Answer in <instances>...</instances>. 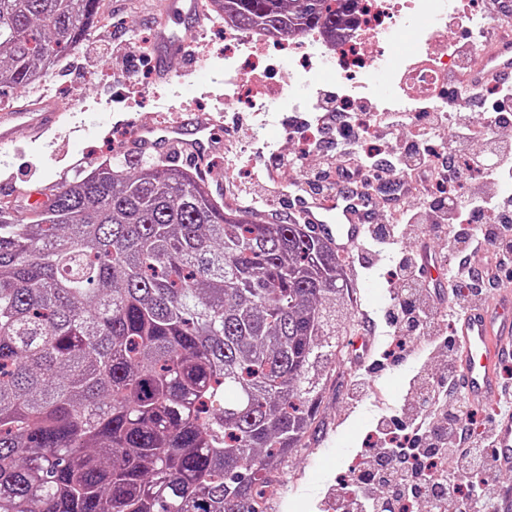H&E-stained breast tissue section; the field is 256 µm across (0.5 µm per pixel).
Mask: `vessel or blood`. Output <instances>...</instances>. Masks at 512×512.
Listing matches in <instances>:
<instances>
[{
	"mask_svg": "<svg viewBox=\"0 0 512 512\" xmlns=\"http://www.w3.org/2000/svg\"><path fill=\"white\" fill-rule=\"evenodd\" d=\"M180 24L168 15L158 16L152 26V67L156 78L175 84L180 76L196 77V61L189 57L190 46L203 31L208 12L203 0H180ZM186 55L183 75H175L168 64L170 53ZM472 81L491 78L512 81V34L498 32L486 51L474 59ZM63 112L59 104L32 100L20 95L18 105L0 113V151L9 152L18 129L33 137L60 127ZM232 128L220 113L188 112L173 121L136 126L125 150L132 155L165 151L195 166L224 148ZM296 223L310 225L339 253L348 256L359 248L366 228L372 222L373 198L341 190L323 196H297L289 201ZM423 283L432 289L438 302H446L447 291L441 278V259L431 247L418 245ZM459 385L469 402L481 406L499 399L501 372L512 361V290L495 292L490 303L460 316L453 328ZM495 463L502 471L512 470V412L495 422Z\"/></svg>",
	"mask_w": 512,
	"mask_h": 512,
	"instance_id": "vessel-or-blood-1",
	"label": "vessel or blood"
}]
</instances>
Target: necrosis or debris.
<instances>
[{
  "label": "necrosis or debris",
  "mask_w": 512,
  "mask_h": 512,
  "mask_svg": "<svg viewBox=\"0 0 512 512\" xmlns=\"http://www.w3.org/2000/svg\"><path fill=\"white\" fill-rule=\"evenodd\" d=\"M342 9L346 24L334 32L310 29L284 38L251 30L243 51L252 66L240 65L232 55L224 58L225 68L238 74L236 84L224 95L225 103L245 95L251 107H262L264 89L254 70L258 64L283 73L279 95L291 104L297 89L322 70L332 72L343 87L361 86L373 92L379 76L388 77L401 89L383 102L394 112L413 114L420 103L439 104V92L450 80L458 94H465L466 75L457 68L448 32L450 0H344ZM404 29L412 30L416 39L409 50L391 55L393 37ZM271 45L286 47V54L268 56Z\"/></svg>",
  "instance_id": "1"
}]
</instances>
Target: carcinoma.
I'll use <instances>...</instances> for the list:
<instances>
[{
    "instance_id": "cac0c4a2",
    "label": "carcinoma",
    "mask_w": 512,
    "mask_h": 512,
    "mask_svg": "<svg viewBox=\"0 0 512 512\" xmlns=\"http://www.w3.org/2000/svg\"><path fill=\"white\" fill-rule=\"evenodd\" d=\"M241 29L334 31L326 0H220ZM99 0H0V90L49 73ZM0 214V512H261L345 352L342 261L115 156Z\"/></svg>"
}]
</instances>
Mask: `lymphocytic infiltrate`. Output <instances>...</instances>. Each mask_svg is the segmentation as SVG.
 Returning <instances> with one entry per match:
<instances>
[{
	"instance_id": "1",
	"label": "lymphocytic infiltrate",
	"mask_w": 512,
	"mask_h": 512,
	"mask_svg": "<svg viewBox=\"0 0 512 512\" xmlns=\"http://www.w3.org/2000/svg\"><path fill=\"white\" fill-rule=\"evenodd\" d=\"M468 103L483 109L480 122L455 126L450 122V112L457 107L453 98L447 110H422L416 121L399 112L341 110L328 98L317 117L324 137L312 145L320 159L318 168L303 169L297 158L284 156L277 157L276 167L294 172L292 187L298 195L329 193L340 182L374 192L389 173L417 183L426 193L459 182L469 171L498 183L511 179L512 146L497 141L492 127L512 110V84L475 85L468 92ZM401 129L409 141L404 150L394 142ZM444 130L450 133L449 151L427 148V141ZM478 144L497 155L496 166L484 163L483 152L474 150ZM460 214L467 215L470 227L464 237L454 240L459 259L448 267L452 304L442 305L421 294L417 259L404 252L394 276L412 294L401 307V317L392 323L393 335L436 341L442 324H455L461 314L484 300L486 289L512 276L511 192L476 189L455 196L429 214L408 208L402 211L418 238L428 236L432 225L453 222ZM480 251L486 254L481 269L471 262ZM457 378L456 365L451 362L442 369L440 381L424 380L414 387L412 395L420 408L411 421L406 446L380 445L373 455L378 479L355 486L347 498L348 512H380L384 503L380 488L387 484L393 486L398 500L415 503L423 512H455L464 486L482 512H494L495 503L487 494L490 482L499 476L492 455L494 433L472 430L474 414L462 409L465 399Z\"/></svg>"
}]
</instances>
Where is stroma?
<instances>
[{
    "label": "stroma",
    "instance_id": "35a3bbf8",
    "mask_svg": "<svg viewBox=\"0 0 512 512\" xmlns=\"http://www.w3.org/2000/svg\"><path fill=\"white\" fill-rule=\"evenodd\" d=\"M161 0H100L96 25L77 52L60 59L44 86L28 87L30 99L55 101L68 107L84 128V135L69 145L53 146L50 136L32 139L27 131L16 134L17 147L0 160V182L26 176L22 194L0 197V209L18 222L30 218L37 199L56 194L92 171L107 152L119 153L137 123H153L162 116L186 111L220 112L225 108L224 90L234 82L235 72L224 67V29L207 22L193 51L205 85L195 80L175 86H159L153 80L148 60L127 54L125 43L133 37H151L150 20ZM334 75L320 72L300 96L299 107H291L276 93L266 94L263 111L242 109L244 124L229 151L205 161L207 184L217 201L234 197L259 201L265 220L292 221L286 196L289 175L272 180L267 168L273 156H300L304 167H318L320 159L304 154L302 138L285 132L288 117L313 120L324 92L336 91ZM408 240L387 247L365 240L359 251L344 259L353 285V314L346 324L347 342L367 335L369 323L384 327L386 312L394 308L402 287L391 279V271ZM390 338L380 337L364 358L347 351L327 368L317 396L314 420L303 446L281 471V494L267 500L263 512H326L330 494L341 493L343 479L355 458L366 454L372 432L382 412L398 413L407 408L409 382L418 372L434 373L451 360L447 346L418 348L419 357L384 359L394 377L380 397L353 394L358 369L367 367L389 347Z\"/></svg>",
    "mask_w": 512,
    "mask_h": 512
}]
</instances>
